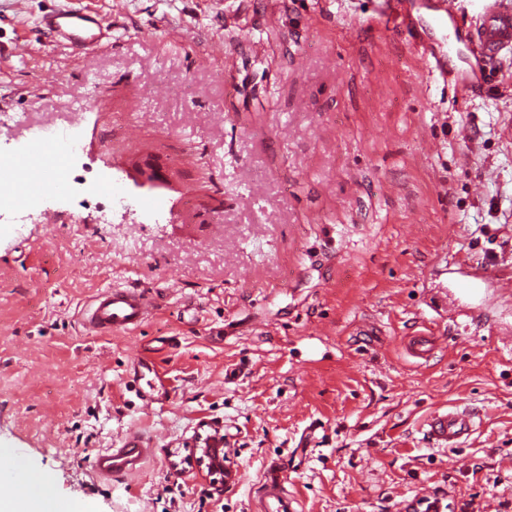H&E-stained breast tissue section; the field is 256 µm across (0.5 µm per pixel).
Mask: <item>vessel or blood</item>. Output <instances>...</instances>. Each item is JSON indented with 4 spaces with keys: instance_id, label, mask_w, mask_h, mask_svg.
<instances>
[{
    "instance_id": "obj_1",
    "label": "vessel or blood",
    "mask_w": 512,
    "mask_h": 512,
    "mask_svg": "<svg viewBox=\"0 0 512 512\" xmlns=\"http://www.w3.org/2000/svg\"><path fill=\"white\" fill-rule=\"evenodd\" d=\"M481 8L467 34L470 57L487 66L502 61L512 52V0H480ZM436 27L456 29L461 13L459 0H427L425 4ZM44 31L59 42L82 50L104 45L112 30L95 13L66 8L42 19ZM153 308L152 299L137 288H107L92 297L82 312L83 326L91 335L124 334L136 329ZM143 386L140 397L146 404L157 401L165 378L153 363L141 360L135 371ZM429 434L437 446L455 448L473 433L472 413L460 408L435 413L428 422ZM154 450L149 438L137 430L127 432L115 447L98 451L94 469L98 477L112 480L139 473ZM286 472L271 467L260 487L256 512H305L301 501L288 491Z\"/></svg>"
}]
</instances>
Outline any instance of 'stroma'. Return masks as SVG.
Here are the masks:
<instances>
[{"label": "stroma", "mask_w": 512, "mask_h": 512, "mask_svg": "<svg viewBox=\"0 0 512 512\" xmlns=\"http://www.w3.org/2000/svg\"><path fill=\"white\" fill-rule=\"evenodd\" d=\"M68 7L112 28L90 60L39 26ZM415 18L402 30L386 0H0V156L44 128L83 146L68 194L0 224V449L23 475L91 512H255L281 462L306 512L429 495L512 512V61L462 96ZM107 169L117 205L92 189ZM110 285L156 307L85 335ZM143 357L168 384L150 406ZM452 406L479 428L441 449L427 422ZM133 428L153 457L100 479L96 452ZM215 428L223 487L187 462Z\"/></svg>", "instance_id": "obj_1"}]
</instances>
